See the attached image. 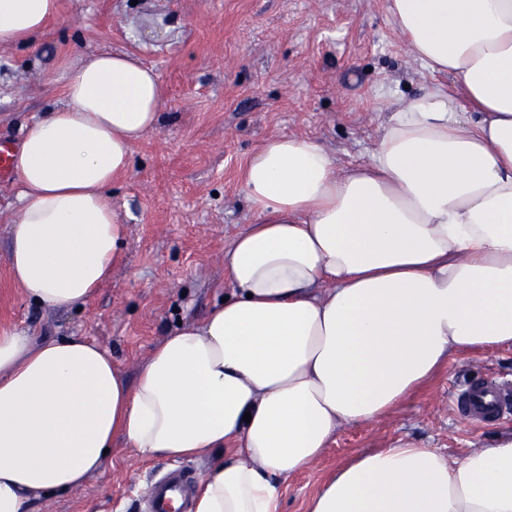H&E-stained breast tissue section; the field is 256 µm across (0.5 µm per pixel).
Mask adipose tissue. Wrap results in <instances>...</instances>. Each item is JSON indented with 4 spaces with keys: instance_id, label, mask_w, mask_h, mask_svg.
<instances>
[{
    "instance_id": "adipose-tissue-1",
    "label": "adipose tissue",
    "mask_w": 512,
    "mask_h": 512,
    "mask_svg": "<svg viewBox=\"0 0 512 512\" xmlns=\"http://www.w3.org/2000/svg\"><path fill=\"white\" fill-rule=\"evenodd\" d=\"M432 81L385 93L367 162L265 140L240 172L251 214L228 285L128 382L82 336L0 330V512L79 489L123 440L147 459L217 452L193 512H278L337 431L390 417L456 355L512 346V0H386ZM60 0H0V45L45 35ZM26 129L5 262L52 310L84 306L122 257L112 185L155 129L160 75L123 52L62 67ZM307 512H512V434L451 456L399 439L340 462Z\"/></svg>"
}]
</instances>
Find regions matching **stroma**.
I'll list each match as a JSON object with an SVG mask.
<instances>
[{
	"instance_id": "stroma-1",
	"label": "stroma",
	"mask_w": 512,
	"mask_h": 512,
	"mask_svg": "<svg viewBox=\"0 0 512 512\" xmlns=\"http://www.w3.org/2000/svg\"><path fill=\"white\" fill-rule=\"evenodd\" d=\"M84 50L133 54L167 88L161 122L136 145L130 171L112 188L127 214L121 261L78 311L38 307L11 282L3 259L19 187L0 179V329L35 339L82 336L135 378L177 323L201 320L224 293V250L250 221L240 169L267 138L324 144L339 168L367 160L383 92L431 81L391 27L385 0H61L35 46L0 45V141L61 104L60 62ZM512 384V347L454 357L448 371L398 414L340 429L323 457L287 482L280 512L306 498L346 455L400 438L456 455L488 447L511 421L478 425L451 408L453 386ZM123 440L106 470L80 490L38 501L34 512H144L155 474Z\"/></svg>"
}]
</instances>
